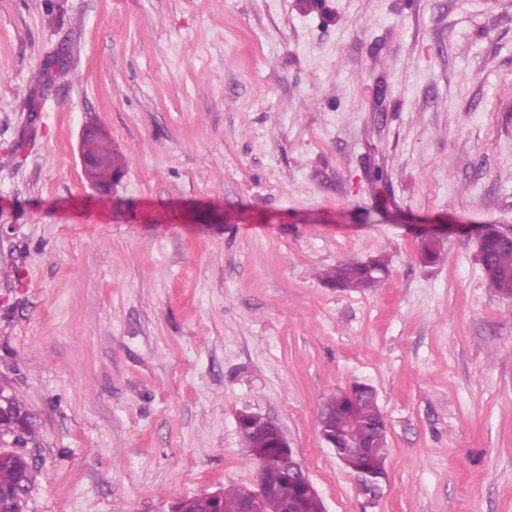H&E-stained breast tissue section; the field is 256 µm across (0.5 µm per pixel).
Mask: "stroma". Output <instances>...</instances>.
Wrapping results in <instances>:
<instances>
[{
	"label": "stroma",
	"instance_id": "obj_1",
	"mask_svg": "<svg viewBox=\"0 0 512 512\" xmlns=\"http://www.w3.org/2000/svg\"><path fill=\"white\" fill-rule=\"evenodd\" d=\"M71 76L46 82L58 51ZM127 159L101 195L79 134ZM512 0H0V384L25 512L255 487L274 420L325 512H512ZM437 256H423L425 245ZM384 259L364 291L321 279ZM371 384L387 477L319 435ZM502 242L491 241L482 249V268L498 292L512 297V235L497 232ZM5 399L8 407L3 411L0 410V445L4 444L5 448H26L30 442L36 441L37 436L32 414L16 396L7 394ZM20 426L25 428L26 438L19 432ZM5 435L12 438L11 442L4 439Z\"/></svg>",
	"mask_w": 512,
	"mask_h": 512
}]
</instances>
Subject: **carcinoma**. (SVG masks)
Here are the masks:
<instances>
[{"mask_svg":"<svg viewBox=\"0 0 512 512\" xmlns=\"http://www.w3.org/2000/svg\"><path fill=\"white\" fill-rule=\"evenodd\" d=\"M99 166L85 175L90 183L106 184L112 175L120 174L125 158L112 149L106 135L95 143ZM482 268L498 292L512 297V246L497 241L487 243L480 259ZM381 271L386 265L379 259L346 262L325 274L324 280L342 289L360 290L371 286L370 268ZM8 407L0 410V445L9 451L0 454V494L21 484L30 490L33 467L22 449L36 441L32 414L14 395H7ZM324 416L319 419L322 440L334 451L341 465L350 472H369L375 484L386 478V424L373 387L356 383L348 390H339L323 404ZM241 436L248 456L258 470V488L276 490L289 500L292 512H324L317 493L310 490L302 475L288 469V461L275 448V440L264 417L259 414L244 419ZM242 488L224 491L220 500L208 496L186 497L181 503L184 512H241Z\"/></svg>","mask_w":512,"mask_h":512,"instance_id":"obj_1","label":"carcinoma"}]
</instances>
